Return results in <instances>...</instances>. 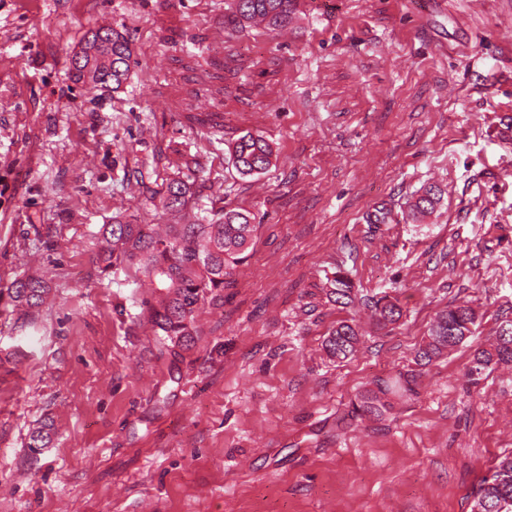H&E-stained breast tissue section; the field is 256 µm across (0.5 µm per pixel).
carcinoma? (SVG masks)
I'll return each instance as SVG.
<instances>
[{"mask_svg":"<svg viewBox=\"0 0 512 512\" xmlns=\"http://www.w3.org/2000/svg\"><path fill=\"white\" fill-rule=\"evenodd\" d=\"M296 9L297 0H227L224 26L232 32L257 21L272 28L284 27L293 19ZM79 56L81 64L73 67L77 82L116 92L129 77L131 43L125 33L115 28L89 31ZM273 157L270 143L261 136L247 134L234 144L229 162L238 175L246 177L266 171ZM138 185L143 194L160 199L162 208L171 213L179 214L198 204L199 192L194 183L180 177L167 180L159 189L142 178ZM441 196L442 190L437 186L424 188L410 205L412 214L433 212ZM214 216L216 219L209 224H169L162 232L153 224H133L115 216L112 223L100 229L98 259L103 270L124 262L141 265L161 288L158 304L147 308L149 321L163 335L174 336L186 344L193 341L198 305L231 284L232 271L244 259L258 231L251 216L236 208L221 206L214 210ZM7 292L16 305L33 309L45 302L48 287L39 277L22 276L10 283ZM327 292L333 302L343 307L353 302L352 282L339 272L328 281ZM374 309L379 325L393 324L401 317L400 307L385 296L374 302ZM476 320L475 309L466 302L441 311L416 352V365L425 366L464 342L471 336ZM359 343V330L341 320L324 339V350L328 356L344 360L355 353ZM509 364L512 333L505 336L499 332L490 348L475 350L467 375L476 382L488 367ZM419 377V371L410 369L399 374L393 384L376 381L375 389L353 405L354 413L381 414L391 406L389 395L417 394ZM54 435L53 424L45 422L30 433L28 447L47 448ZM473 512H512V452L500 456L492 473L481 480L474 494Z\"/></svg>","mask_w":512,"mask_h":512,"instance_id":"1","label":"carcinoma"}]
</instances>
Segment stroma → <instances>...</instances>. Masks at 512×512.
<instances>
[{"label":"stroma","mask_w":512,"mask_h":512,"mask_svg":"<svg viewBox=\"0 0 512 512\" xmlns=\"http://www.w3.org/2000/svg\"><path fill=\"white\" fill-rule=\"evenodd\" d=\"M106 15L133 50L117 93L72 73ZM246 134L275 157L242 177ZM137 170L195 179L201 219L221 199L259 226L188 346L142 317L143 270L97 262L113 216L170 221ZM429 185L443 198L413 218ZM23 275L45 305L11 301ZM384 295L402 316L380 328ZM462 301L472 337L352 416ZM340 320L362 332L342 362L322 348ZM507 320L512 0H300L288 28L233 34L224 0H0V512H471L512 451V365L467 370ZM48 418L54 444L28 448ZM274 151L270 143L261 136L247 134L234 144L229 162L242 177L260 174L272 165ZM352 287V282L347 276L336 272L334 278L328 281L327 295L333 302L344 307L353 302ZM7 292L16 306L33 309L45 302L48 287L39 277L22 276L10 283ZM419 377V371L410 369L400 373L398 380L393 384L385 380H377L375 389L367 392L358 403L353 405L354 413L358 415H379L391 406L388 400L390 394L400 393L402 396L416 395Z\"/></svg>","instance_id":"obj_1"}]
</instances>
